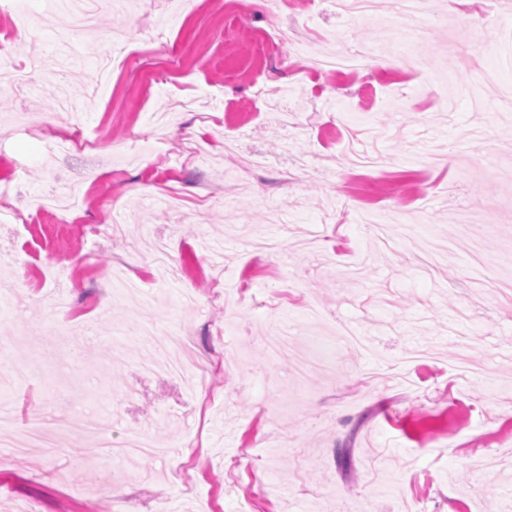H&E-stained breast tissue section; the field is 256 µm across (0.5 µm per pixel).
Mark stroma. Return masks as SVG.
Segmentation results:
<instances>
[{
	"instance_id": "stroma-1",
	"label": "stroma",
	"mask_w": 512,
	"mask_h": 512,
	"mask_svg": "<svg viewBox=\"0 0 512 512\" xmlns=\"http://www.w3.org/2000/svg\"><path fill=\"white\" fill-rule=\"evenodd\" d=\"M136 3L100 13L65 85L96 90L80 120L97 149L50 164L42 145L58 127L16 131L14 115L54 111L53 71L35 95L0 90V180L21 176L9 197L21 220L0 223V277L12 285L0 298V378L15 382L0 402L20 415L75 403L62 452L0 450V512H399L409 500L421 512H512V473L501 472L512 459V300L492 289L512 267V108L499 104L512 86V0L451 21L432 0L411 21L430 35L403 46L399 80L321 72L306 92L299 62L371 50L382 26L402 28L397 0L374 19L316 11L303 23L295 0L265 54L255 41L267 0ZM58 27L45 15L15 31L0 15V48L52 45ZM175 96L199 107L158 130L153 116ZM286 103L297 110L288 130ZM239 125L238 154L262 167L225 154ZM65 182L86 184L82 209L36 213ZM465 199L487 222L451 223ZM384 206L398 219L390 251L367 221ZM87 224L113 231L96 239ZM162 240L182 278L153 264ZM334 319L372 352L341 346ZM146 324L186 336L185 363L206 369L197 393L142 373ZM275 328L332 372L294 379L291 358L263 345ZM132 430L182 451L126 465L120 483L98 440Z\"/></svg>"
}]
</instances>
